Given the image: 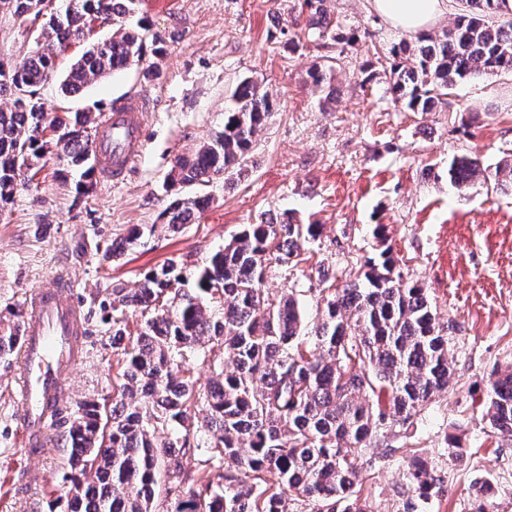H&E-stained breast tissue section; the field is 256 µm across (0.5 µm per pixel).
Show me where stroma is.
<instances>
[{"instance_id":"35a3bbf8","label":"stroma","mask_w":512,"mask_h":512,"mask_svg":"<svg viewBox=\"0 0 512 512\" xmlns=\"http://www.w3.org/2000/svg\"><path fill=\"white\" fill-rule=\"evenodd\" d=\"M343 21L342 42L289 50L285 30L298 0H138L129 25L147 21L166 41L160 76L147 80L132 65L75 97L41 87L46 108L81 110L90 118L122 98L151 101L146 144L127 179L92 178L88 193L48 145L22 174L25 189L0 213V328L23 320L36 287L70 277L86 314L82 358L66 381L64 403L95 401L111 409L118 350L112 313L100 304L113 289L138 288L143 275L174 263L190 272L206 264L243 225L294 213L320 225L295 267L271 265L270 298L292 294L305 327L316 320L323 276L355 279L379 248L375 225L387 227L407 281L422 282L441 324L452 327L453 380L414 418L390 427L392 457L362 470V498L372 512H404L409 496L405 458L433 461L437 485L416 512H473L472 488L487 482L494 512H512V438L488 435L482 421L488 386L512 364V188L448 181V161L478 155L495 169L512 161V72L466 78L441 111L401 112L389 92L388 49L404 40L370 0H326ZM33 49L23 28L0 13V63L20 64ZM335 58L332 101L320 108L307 73ZM258 80L273 111L255 138L249 174L205 188L209 206L178 231L159 223L170 195L175 156L188 155L224 128L236 82ZM153 235L112 260L103 254L136 225ZM19 358L0 361V512H49L66 489L59 475L69 451L54 444L41 456L21 449L16 394ZM38 472L25 490L24 469Z\"/></svg>"}]
</instances>
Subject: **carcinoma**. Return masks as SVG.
I'll return each mask as SVG.
<instances>
[{
    "mask_svg": "<svg viewBox=\"0 0 512 512\" xmlns=\"http://www.w3.org/2000/svg\"><path fill=\"white\" fill-rule=\"evenodd\" d=\"M47 0H0V11L20 23L45 18L37 37L49 49L35 50L22 64L0 67V96L13 108L0 109V210L12 200L23 169L41 158L42 134L80 171L76 192L84 193L96 168L89 116L79 110L60 116L36 98L56 82L71 97L164 45L146 24L130 27L126 16L136 0H68L64 11H47ZM325 0H302L288 42L313 46L340 29ZM466 10L442 35L420 45L392 47L395 100L408 112H436L461 79L512 71V25L492 27L490 15L512 11V0H465ZM110 29L105 40L95 30ZM87 43L62 67L69 44ZM224 113V130L192 155L175 159V197L161 213L176 231L205 210L210 197L198 189L224 175L239 174L264 127L272 102L251 77L241 79ZM489 181L475 156L448 160V181L458 189ZM318 224H247L209 265L188 278L171 263L145 274L139 288L112 289L113 337L127 332L126 314L140 313L136 337L121 352L120 384L112 402L109 439L103 438L99 406H78L65 434L71 448L61 476L68 487L62 512H151L163 477L174 490L187 488L177 512H367L361 502L357 455L372 466L395 452L384 446L377 422L407 429L420 408L446 390L450 336L419 282L396 272L392 247L364 263L365 270L343 287L322 289L313 346L301 339L304 321L291 296L272 300L263 292L273 261L300 263L299 240L318 235ZM222 296V312L211 308ZM20 326L0 331V359L20 348ZM224 349L232 369L216 373L205 387L184 376L178 359L206 343ZM389 395L373 412L363 393ZM483 419L490 432L512 437V366L486 392ZM206 452L202 469L184 471L180 454ZM234 467L225 468V460ZM221 468L218 482L211 474ZM409 490L425 497L435 486L434 466L412 458ZM490 486L474 489L475 512H488Z\"/></svg>",
    "mask_w": 512,
    "mask_h": 512,
    "instance_id": "cac0c4a2",
    "label": "carcinoma"
}]
</instances>
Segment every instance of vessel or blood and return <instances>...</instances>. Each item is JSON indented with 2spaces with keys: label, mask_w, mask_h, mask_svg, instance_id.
I'll list each match as a JSON object with an SVG mask.
<instances>
[{
  "label": "vessel or blood",
  "mask_w": 512,
  "mask_h": 512,
  "mask_svg": "<svg viewBox=\"0 0 512 512\" xmlns=\"http://www.w3.org/2000/svg\"><path fill=\"white\" fill-rule=\"evenodd\" d=\"M147 105L142 97L111 105L98 118L93 150L98 176L120 182L127 178L144 146ZM23 374L17 386L22 407V446L37 455L56 419L65 379L82 357L84 317L73 285L60 279L38 288L24 307Z\"/></svg>",
  "instance_id": "b4317fda"
}]
</instances>
